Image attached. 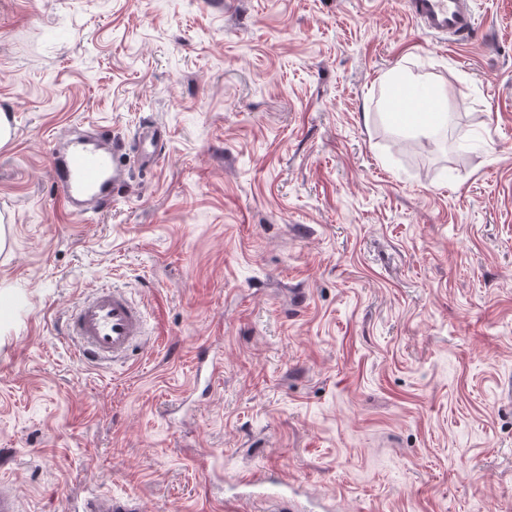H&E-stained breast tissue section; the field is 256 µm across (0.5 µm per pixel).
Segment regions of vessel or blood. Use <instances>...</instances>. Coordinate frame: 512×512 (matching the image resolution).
Masks as SVG:
<instances>
[{"mask_svg": "<svg viewBox=\"0 0 512 512\" xmlns=\"http://www.w3.org/2000/svg\"><path fill=\"white\" fill-rule=\"evenodd\" d=\"M408 18L422 31L468 43L478 28L473 0H402ZM168 139L163 124L143 127L140 161L152 164ZM125 143L104 128L62 144L54 155L52 177L57 199L73 215L92 218L121 196L125 185ZM66 334L76 358L97 364L117 361L146 340L149 330L142 309L126 291L96 288L75 307ZM0 512H24L12 481L0 479ZM82 512H135L127 499L101 492L88 496Z\"/></svg>", "mask_w": 512, "mask_h": 512, "instance_id": "obj_1", "label": "vessel or blood"}]
</instances>
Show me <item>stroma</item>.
<instances>
[{"mask_svg": "<svg viewBox=\"0 0 512 512\" xmlns=\"http://www.w3.org/2000/svg\"><path fill=\"white\" fill-rule=\"evenodd\" d=\"M475 8L460 49L400 0H0V476L26 512H269L237 496L260 472L312 512H512V0ZM394 68L447 126L391 122ZM148 121L157 165L97 222L65 211L53 145L134 152ZM100 286L149 320L112 366L65 338ZM128 499L112 495V492H101L86 497L80 512H135Z\"/></svg>", "mask_w": 512, "mask_h": 512, "instance_id": "35a3bbf8", "label": "stroma"}]
</instances>
